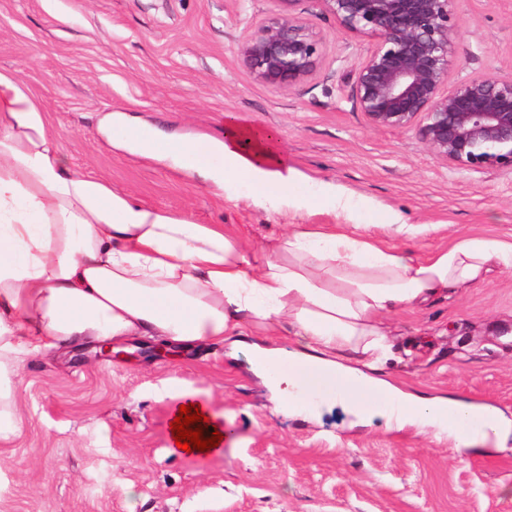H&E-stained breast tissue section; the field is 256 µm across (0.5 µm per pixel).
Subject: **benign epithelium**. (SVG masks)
Segmentation results:
<instances>
[{
  "instance_id": "1",
  "label": "benign epithelium",
  "mask_w": 512,
  "mask_h": 512,
  "mask_svg": "<svg viewBox=\"0 0 512 512\" xmlns=\"http://www.w3.org/2000/svg\"><path fill=\"white\" fill-rule=\"evenodd\" d=\"M340 30L373 39L353 73L356 105L378 130L415 128L436 157L462 168L512 167V76L469 75L448 85L454 0H315ZM256 80L290 89L322 63L321 38L289 14L237 44Z\"/></svg>"
}]
</instances>
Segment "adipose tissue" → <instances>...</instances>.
I'll use <instances>...</instances> for the list:
<instances>
[{
	"label": "adipose tissue",
	"instance_id": "1",
	"mask_svg": "<svg viewBox=\"0 0 512 512\" xmlns=\"http://www.w3.org/2000/svg\"><path fill=\"white\" fill-rule=\"evenodd\" d=\"M50 119L10 73L0 72V436L12 432L10 381L25 356L127 336L182 349L227 336L294 337L297 352L256 347V365L287 383L289 403L308 379L334 382L356 416L406 405L393 420L446 427L457 445L474 433L472 406L404 392L387 379L384 316L421 310L449 292L512 269V241L466 237L419 256L369 232L344 194L306 191L277 137L227 118L203 146L123 126L114 140L149 156L245 184L275 212L334 206L344 224H292L261 251L220 224H197L72 170ZM222 158L208 167L206 154Z\"/></svg>",
	"mask_w": 512,
	"mask_h": 512
}]
</instances>
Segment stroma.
I'll return each instance as SVG.
<instances>
[{
  "mask_svg": "<svg viewBox=\"0 0 512 512\" xmlns=\"http://www.w3.org/2000/svg\"><path fill=\"white\" fill-rule=\"evenodd\" d=\"M452 79L512 75V0H455ZM322 39L320 68L282 90L257 81L235 47L282 11ZM371 42L339 30L316 0H0V71L47 112L69 166L136 201L248 246L289 224H336V211L269 213L244 185L220 187L111 146L107 115L208 143L227 115L278 133L309 188L338 190L373 214L439 232L402 239L424 254L448 241H512V169L459 168L416 130H376L359 112L352 71ZM386 373L436 397L512 419V270L428 307L385 319ZM149 338L31 354L14 380L15 431L0 438V512H512V436L457 447L435 431L357 419L328 392L296 412L249 348L209 342L156 355ZM192 391L224 421L206 456L174 451L176 394Z\"/></svg>",
  "mask_w": 512,
  "mask_h": 512,
  "instance_id": "1",
  "label": "stroma"
}]
</instances>
